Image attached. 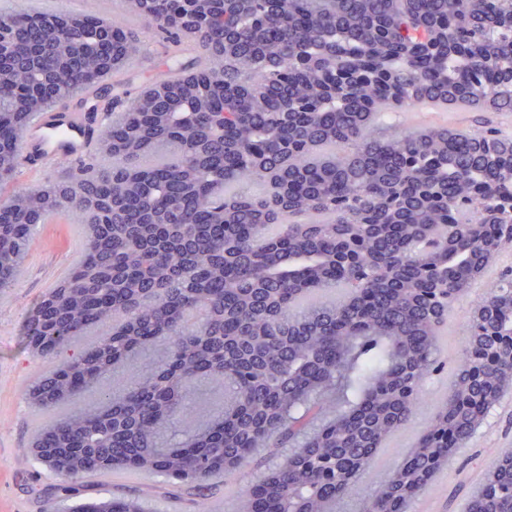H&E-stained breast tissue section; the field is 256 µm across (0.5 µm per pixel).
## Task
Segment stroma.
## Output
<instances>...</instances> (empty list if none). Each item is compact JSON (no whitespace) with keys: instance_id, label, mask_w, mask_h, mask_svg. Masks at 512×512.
<instances>
[{"instance_id":"obj_1","label":"stroma","mask_w":512,"mask_h":512,"mask_svg":"<svg viewBox=\"0 0 512 512\" xmlns=\"http://www.w3.org/2000/svg\"><path fill=\"white\" fill-rule=\"evenodd\" d=\"M149 55L139 57V65L124 70L121 77L130 86L155 82L167 65V49L152 32L141 30ZM86 236L84 226L74 222L37 225L33 244L24 259L18 284L0 303V512H68L72 500L51 494L57 477L37 462L31 445L40 428L68 413V406L38 408L29 397L34 377L69 360L106 336L107 328L90 329L85 336L66 345L57 355L43 358L31 349L25 327L33 308L49 288L62 282L79 262ZM512 262V246L504 248L448 315L441 331L445 342L438 351L440 372L428 381L423 401L410 420L395 431L356 482L354 490L340 503L337 512H359L362 500L379 488L384 473L401 452L413 448L433 412L441 406L453 383L458 356L466 344L463 321L474 305ZM512 449V391L490 411L469 442L443 467L446 481L420 494L410 512H465L469 492L478 489L488 466L498 460L503 449ZM277 463L275 456L261 450L236 472L234 479L217 473L206 481L205 499H197L161 474L138 473L135 479H117L115 473H87L81 485L98 500L136 494L141 512H236L237 499Z\"/></svg>"}]
</instances>
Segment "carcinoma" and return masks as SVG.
<instances>
[{"label":"carcinoma","instance_id":"carcinoma-1","mask_svg":"<svg viewBox=\"0 0 512 512\" xmlns=\"http://www.w3.org/2000/svg\"><path fill=\"white\" fill-rule=\"evenodd\" d=\"M202 67L167 92L112 93L108 75L139 56L135 28L97 13H0L18 39L0 100V291L13 287L34 217L71 194L88 224L81 261L35 307L29 338L53 356L123 318L121 334L45 372L41 408L78 399L141 357L151 372L42 429L34 447L64 460L54 486L127 468L204 495L259 448L282 462L240 495L238 512H335L439 370L437 336L512 243V138L477 129L400 134L393 101L423 97L512 112V0H150L129 13ZM58 101L112 96L101 156L47 185L13 189L19 134ZM484 196L480 219L467 203ZM468 318L444 403L361 512H408L512 388V276ZM196 386L224 391L198 429L177 423ZM467 512H512V452L484 472ZM137 512L134 498L74 512Z\"/></svg>","mask_w":512,"mask_h":512}]
</instances>
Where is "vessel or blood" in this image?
Instances as JSON below:
<instances>
[{
  "mask_svg": "<svg viewBox=\"0 0 512 512\" xmlns=\"http://www.w3.org/2000/svg\"><path fill=\"white\" fill-rule=\"evenodd\" d=\"M67 9L74 13L90 11L89 0H30L29 9L39 14ZM465 103L451 105L434 100H419L402 105L401 110L415 128L456 118L466 111ZM94 146L83 115L61 109L31 116L22 131L20 147L24 166L30 173L55 171L60 161L84 159Z\"/></svg>",
  "mask_w": 512,
  "mask_h": 512,
  "instance_id": "b4317fda",
  "label": "vessel or blood"
}]
</instances>
